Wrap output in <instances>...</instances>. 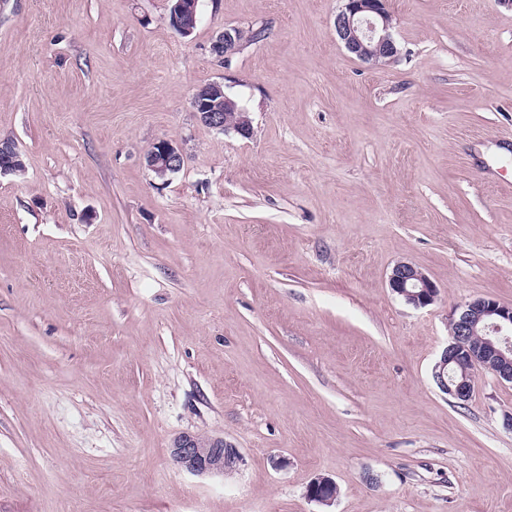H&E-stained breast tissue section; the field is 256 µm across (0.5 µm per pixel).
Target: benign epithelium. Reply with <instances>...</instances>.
<instances>
[{"label":"benign epithelium","mask_w":512,"mask_h":512,"mask_svg":"<svg viewBox=\"0 0 512 512\" xmlns=\"http://www.w3.org/2000/svg\"><path fill=\"white\" fill-rule=\"evenodd\" d=\"M169 25L182 36H189L196 25L198 0H170ZM392 16L386 0H344L336 13V37L347 51L363 62L382 64L393 60L397 46L390 29ZM242 28L231 26L217 34L211 53L226 61L242 46ZM193 112L203 125L243 138L251 133L247 112L224 90V85L208 83L195 93ZM147 167L163 181L184 165L182 149L167 139L155 142L147 153ZM392 291L406 303L422 308L432 304L438 286L419 268L406 262L397 263L390 274ZM453 341L443 350L434 367L433 377L439 389L454 399L466 402L474 390L475 372L483 369L512 383V305L491 296L475 298L461 306L450 319ZM171 459L179 468L192 474L231 475L243 463L240 452L222 438L183 434L174 440ZM310 496L329 503L336 498V484L328 477H317L310 486Z\"/></svg>","instance_id":"obj_1"}]
</instances>
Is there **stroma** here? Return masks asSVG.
<instances>
[{"mask_svg": "<svg viewBox=\"0 0 512 512\" xmlns=\"http://www.w3.org/2000/svg\"><path fill=\"white\" fill-rule=\"evenodd\" d=\"M341 5L199 0L184 37L168 0H0V512H512V385L433 378L459 305L512 304V7L389 0L372 66ZM211 82L250 138L198 121ZM185 433L240 470L175 466ZM242 28L231 26L224 27V31L217 34L211 43V53L220 61L224 62L242 46ZM153 148L147 153L145 163L155 176L163 181L171 174L177 173L184 165V153L182 149L170 140L159 139ZM389 285L394 293L416 308L432 304L439 293L436 283L419 268L406 262H399L393 267ZM171 459L180 469L196 475H231L243 463L237 448L224 442L223 438L188 433L174 440Z\"/></svg>", "mask_w": 512, "mask_h": 512, "instance_id": "stroma-1", "label": "stroma"}]
</instances>
